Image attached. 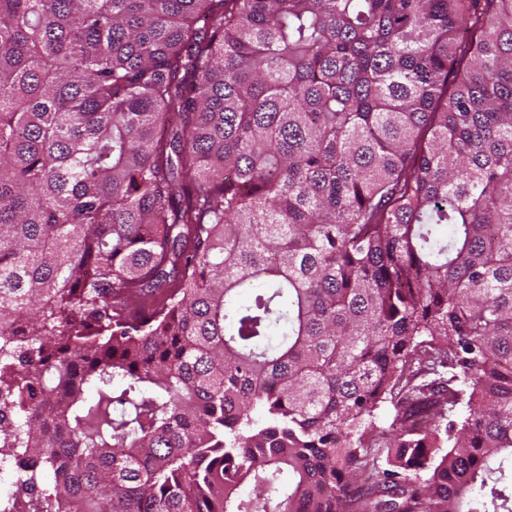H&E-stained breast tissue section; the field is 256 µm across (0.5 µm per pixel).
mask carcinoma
Wrapping results in <instances>:
<instances>
[{"label":"carcinoma","mask_w":512,"mask_h":512,"mask_svg":"<svg viewBox=\"0 0 512 512\" xmlns=\"http://www.w3.org/2000/svg\"><path fill=\"white\" fill-rule=\"evenodd\" d=\"M0 512H512V0H0Z\"/></svg>","instance_id":"carcinoma-1"}]
</instances>
